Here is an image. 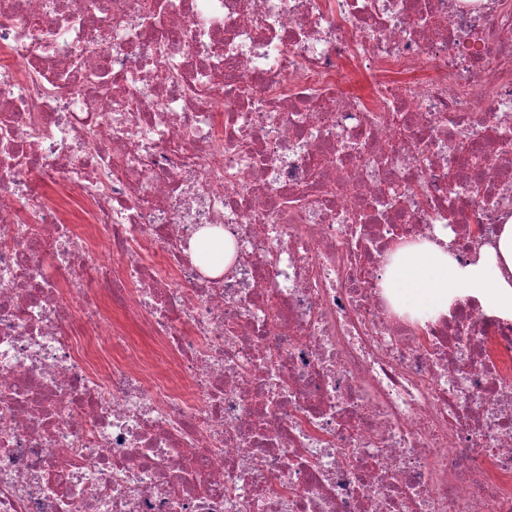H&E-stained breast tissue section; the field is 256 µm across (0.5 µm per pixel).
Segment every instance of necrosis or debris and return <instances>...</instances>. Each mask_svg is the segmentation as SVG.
<instances>
[{
	"mask_svg": "<svg viewBox=\"0 0 512 512\" xmlns=\"http://www.w3.org/2000/svg\"><path fill=\"white\" fill-rule=\"evenodd\" d=\"M511 216L507 0H0V512H512V322L379 286Z\"/></svg>",
	"mask_w": 512,
	"mask_h": 512,
	"instance_id": "4bbe7bcc",
	"label": "necrosis or debris"
}]
</instances>
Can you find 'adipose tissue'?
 <instances>
[{"label":"adipose tissue","mask_w":512,"mask_h":512,"mask_svg":"<svg viewBox=\"0 0 512 512\" xmlns=\"http://www.w3.org/2000/svg\"><path fill=\"white\" fill-rule=\"evenodd\" d=\"M450 232L418 243L394 245L381 286L399 312L447 315L456 304H475L512 321V218L502 224L490 246L478 248L467 262L456 260Z\"/></svg>","instance_id":"obj_1"}]
</instances>
